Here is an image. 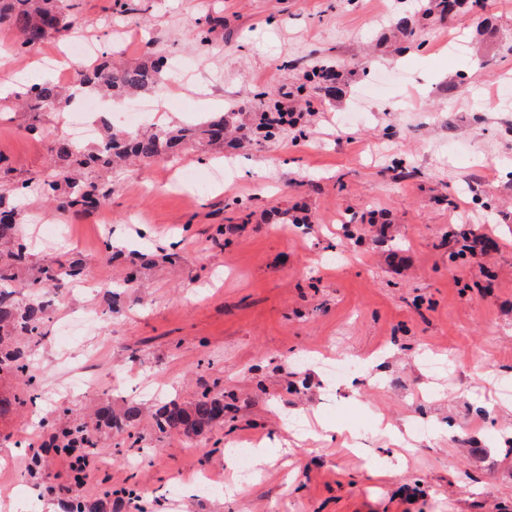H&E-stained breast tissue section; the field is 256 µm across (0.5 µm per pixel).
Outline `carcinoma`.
<instances>
[{
  "instance_id": "obj_1",
  "label": "carcinoma",
  "mask_w": 512,
  "mask_h": 512,
  "mask_svg": "<svg viewBox=\"0 0 512 512\" xmlns=\"http://www.w3.org/2000/svg\"><path fill=\"white\" fill-rule=\"evenodd\" d=\"M4 23L15 30L14 47L21 54L65 30L60 0H0V25ZM165 74L166 66L161 58L150 63L116 67L105 55L79 72L81 84L116 96L159 90ZM15 98L24 100L29 111L34 113L56 111L71 100L62 87L46 80L32 81L25 91L16 93ZM230 126L232 122L221 115L176 131L152 127L134 133L112 131L102 146L93 152H77L70 143L61 141L55 146V155L62 162L60 169L35 186L26 182L14 191L34 188L42 196L57 201L60 210H97L107 203L108 195L98 192L92 183L83 185L76 181L73 172L88 167L108 168L131 156L150 162L158 157L175 155L196 139L222 143L224 130ZM4 204L5 195L1 193L0 244L7 246V250L0 253V378L16 379L21 391L11 398H0V415L23 408L37 399L38 374L29 364L25 346L44 336L42 325L46 311L42 303L24 304L18 299L14 281L17 272L28 266L30 253L19 235L13 210L5 209ZM83 270V263L78 261L42 267L31 285L57 289L77 280ZM68 412L69 409L64 408L47 420V425L55 429V442L51 447L68 444L89 457L98 458L95 429L86 423H71ZM139 415L140 410L136 407L121 415L104 410L99 422L109 431L122 434ZM222 420L224 395L206 388L187 407L175 402L161 406L154 415V428L159 434L176 432L190 438H202ZM82 482L81 469L71 470L67 492L58 501L60 512H107L108 502L90 501L81 496L79 487Z\"/></svg>"
}]
</instances>
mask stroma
Here are the masks:
<instances>
[{
  "label": "stroma",
  "mask_w": 512,
  "mask_h": 512,
  "mask_svg": "<svg viewBox=\"0 0 512 512\" xmlns=\"http://www.w3.org/2000/svg\"><path fill=\"white\" fill-rule=\"evenodd\" d=\"M435 3L63 0L70 31L92 26L114 63L180 66L150 98L172 126L234 111L253 137L84 171L110 195L104 212L9 198L30 244L22 299L34 268L78 260L87 276L39 297L43 395L0 416V458L13 462L0 468V512H31L30 490L43 499L66 482L44 450L59 406L80 422L140 407L134 458L100 430L104 463L82 488L140 489V505L112 512H512V399L490 396L512 383V101L495 96L512 77V0H462L448 16ZM402 20L414 37L397 35ZM318 61L337 68L332 94L305 78ZM278 105L301 122L255 135ZM28 122L0 102V185L47 176L69 137L62 113L35 134ZM184 169L200 175L190 197ZM116 236L122 248L107 250ZM133 265L140 285L122 287ZM313 348L361 370L329 386L320 364L295 360ZM206 387L224 396L223 423L202 440L155 437L163 399L186 405ZM293 411L313 429L277 447ZM407 422L446 432L404 452L378 429ZM241 440L261 449L244 491L171 510L174 481L225 478L223 450Z\"/></svg>",
  "instance_id": "35a3bbf8"
}]
</instances>
